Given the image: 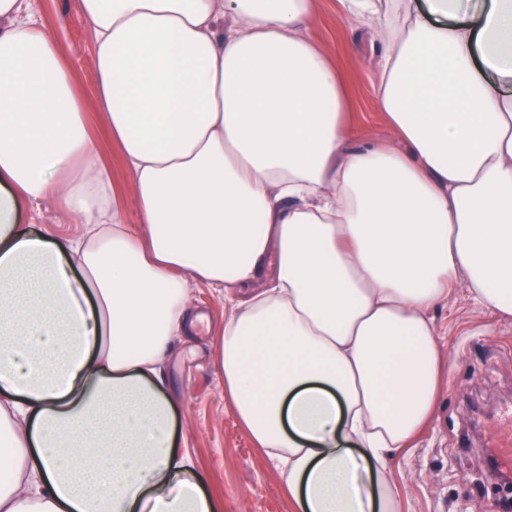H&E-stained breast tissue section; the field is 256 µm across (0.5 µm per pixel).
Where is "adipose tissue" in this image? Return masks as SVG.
I'll list each match as a JSON object with an SVG mask.
<instances>
[{
	"instance_id": "obj_1",
	"label": "adipose tissue",
	"mask_w": 512,
	"mask_h": 512,
	"mask_svg": "<svg viewBox=\"0 0 512 512\" xmlns=\"http://www.w3.org/2000/svg\"><path fill=\"white\" fill-rule=\"evenodd\" d=\"M77 14L140 225L35 0H0V512H223L164 390L191 281L229 294L224 393L300 512H400L389 463L444 364L432 309L462 283L512 319V0H339L381 46L396 147L352 142L311 0ZM44 202L80 233L19 223Z\"/></svg>"
}]
</instances>
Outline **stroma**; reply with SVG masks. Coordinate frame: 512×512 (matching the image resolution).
Here are the masks:
<instances>
[{
    "label": "stroma",
    "instance_id": "stroma-1",
    "mask_svg": "<svg viewBox=\"0 0 512 512\" xmlns=\"http://www.w3.org/2000/svg\"><path fill=\"white\" fill-rule=\"evenodd\" d=\"M37 6L43 23L59 35L84 100L87 130L122 190L126 220L138 224L137 203L129 191L132 174L98 118L94 33L78 19L76 0H37ZM337 6L338 0H314L310 35L347 89L350 135L359 144L394 141L377 96V49L337 22ZM188 306L202 321L192 336L176 344L164 365L175 436L186 442L203 489L221 500L224 512H294L284 477L249 439L224 393L215 342L229 304L222 294L193 283ZM434 315L445 354L436 414L395 462L389 479L401 512H499V493L481 471L480 454L492 440L495 417L487 415L477 431L471 418L477 406L498 407L512 398V320L485 313L460 292Z\"/></svg>",
    "mask_w": 512,
    "mask_h": 512
}]
</instances>
